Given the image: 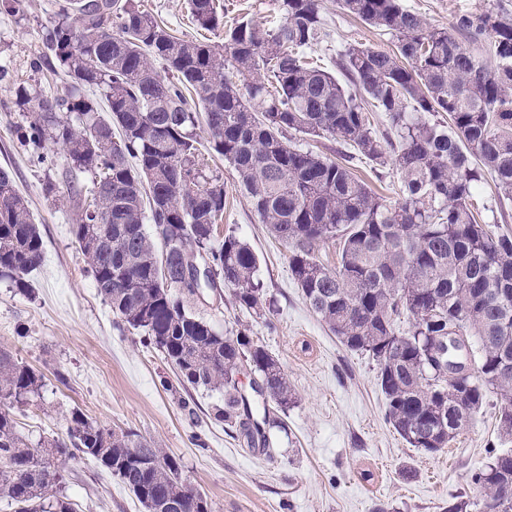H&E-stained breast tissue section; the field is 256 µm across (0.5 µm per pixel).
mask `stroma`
<instances>
[{
    "label": "stroma",
    "mask_w": 512,
    "mask_h": 512,
    "mask_svg": "<svg viewBox=\"0 0 512 512\" xmlns=\"http://www.w3.org/2000/svg\"><path fill=\"white\" fill-rule=\"evenodd\" d=\"M25 15L0 12V169L26 197L43 240L40 264L27 276L28 293L0 280V349L44 375L38 394L9 405L17 433L32 447L64 439L73 409L95 424L131 431L174 455L190 486L207 496L213 512H444L459 495L479 499L469 475L501 450L500 405L488 394L469 427L449 451L409 447L387 423L386 399L368 355L353 352L316 317L288 271V249L261 224L235 173L222 158L210 170L224 177L227 195L219 235L245 241L258 258L256 281L268 305L254 312L236 304L231 288L188 300L191 312L226 336L246 332L279 360L294 393L285 411L286 432L272 431L267 451L240 443L234 429L215 418L224 393L186 388L176 369L137 331L118 322L98 294L73 236L75 208L69 183L89 184L90 174L66 177L64 157L53 167L33 164L23 134L27 113L14 107L19 86L45 84L30 62L44 50L42 34L53 0H26ZM433 26L448 27L457 14L492 5L512 15V0H402ZM330 49L313 58L338 72L351 45L394 47L390 35L328 4ZM482 219L512 234V198L492 180L478 195ZM194 415H187L183 402ZM57 489L74 512H145L120 480L92 459L54 461Z\"/></svg>",
    "instance_id": "35a3bbf8"
}]
</instances>
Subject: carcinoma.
I'll return each mask as SVG.
<instances>
[{"instance_id":"carcinoma-1","label":"carcinoma","mask_w":512,"mask_h":512,"mask_svg":"<svg viewBox=\"0 0 512 512\" xmlns=\"http://www.w3.org/2000/svg\"><path fill=\"white\" fill-rule=\"evenodd\" d=\"M68 2L44 36L62 85L23 86L15 105L31 113L32 161L52 165L62 148L69 169L91 175L89 188L71 192L73 234L98 294L123 325L160 351L183 384L224 390L218 417L238 426L248 447H269L270 409L254 419L236 373L248 362L252 389L284 410L292 392L280 362L244 332L227 338L185 306L221 282L239 306L263 307L250 246L232 234L213 245L226 188L222 175L200 168L202 119L252 211L288 246L291 275L311 310L344 346L376 362L394 431L410 447L437 453L494 392L499 439L512 443V369L497 366L500 357L512 360V235L481 223L472 203L487 176L512 196L511 16L479 8L440 28L400 0H336L395 42L392 51L347 47L342 82L309 57L332 37L324 0H278V23L237 22L219 41L176 35L138 0ZM190 15L200 30L222 24L216 0H190ZM459 34L472 43L491 38L493 62ZM370 107L386 113L391 133L376 132ZM295 133L353 151L336 160L294 143ZM357 155L397 167L396 201L355 174ZM330 242L338 246L333 268L319 257ZM42 246L28 201L0 169V278L29 288ZM503 289L506 305L497 301ZM452 335L478 350L459 379L448 378V364L436 357ZM43 379L0 350V405L36 393ZM78 455L117 476L146 512H212L177 459L134 433L102 428L76 410L67 439L32 448L0 410V500L14 512H74L54 490L51 460ZM470 483L481 499L458 496L446 512L512 500V451L494 455Z\"/></svg>"}]
</instances>
